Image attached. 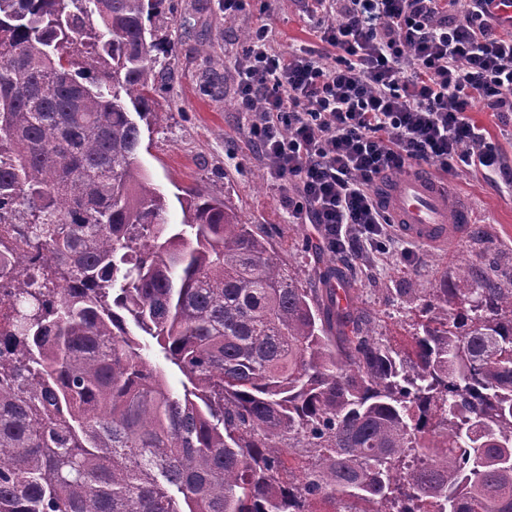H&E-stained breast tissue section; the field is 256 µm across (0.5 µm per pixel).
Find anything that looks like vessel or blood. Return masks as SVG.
<instances>
[{
  "label": "vessel or blood",
  "mask_w": 512,
  "mask_h": 512,
  "mask_svg": "<svg viewBox=\"0 0 512 512\" xmlns=\"http://www.w3.org/2000/svg\"><path fill=\"white\" fill-rule=\"evenodd\" d=\"M379 191L400 233L414 242L445 247L465 231L467 211L449 212L445 184L424 172L409 171L380 184Z\"/></svg>",
  "instance_id": "vessel-or-blood-1"
}]
</instances>
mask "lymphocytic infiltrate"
Masks as SVG:
<instances>
[{
    "label": "lymphocytic infiltrate",
    "mask_w": 512,
    "mask_h": 512,
    "mask_svg": "<svg viewBox=\"0 0 512 512\" xmlns=\"http://www.w3.org/2000/svg\"><path fill=\"white\" fill-rule=\"evenodd\" d=\"M340 19L331 22L329 11ZM318 46L273 50L259 26L241 50L239 112L293 224L334 253L385 252L378 183L412 166L507 176L475 105L512 112V35L495 0H311Z\"/></svg>",
    "instance_id": "obj_1"
}]
</instances>
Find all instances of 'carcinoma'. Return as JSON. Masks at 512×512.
<instances>
[{
    "label": "carcinoma",
    "instance_id": "cac0c4a2",
    "mask_svg": "<svg viewBox=\"0 0 512 512\" xmlns=\"http://www.w3.org/2000/svg\"><path fill=\"white\" fill-rule=\"evenodd\" d=\"M167 2L0 0V512H512V282L459 268L395 349L224 197L169 223Z\"/></svg>",
    "mask_w": 512,
    "mask_h": 512
}]
</instances>
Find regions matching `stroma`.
I'll use <instances>...</instances> for the list:
<instances>
[{"instance_id": "obj_1", "label": "stroma", "mask_w": 512, "mask_h": 512, "mask_svg": "<svg viewBox=\"0 0 512 512\" xmlns=\"http://www.w3.org/2000/svg\"><path fill=\"white\" fill-rule=\"evenodd\" d=\"M169 7L190 28L176 39L158 83L162 119L141 152L166 195L202 185L224 196L246 223L266 228L272 246L304 282L317 283L327 266L351 265L354 308L401 348L411 344L418 289L435 287L464 264L503 281L512 278V190L500 180L475 174L449 179V205L467 209L470 227L452 247L418 245L419 256L410 262L397 242L387 253L349 263L327 249L317 226L289 223L283 189L267 180L243 129L237 70L242 33L263 24L272 27V47L282 55L316 44L305 0H250L245 11L231 15L219 0H171ZM210 78L223 84L224 97L208 96Z\"/></svg>"}]
</instances>
